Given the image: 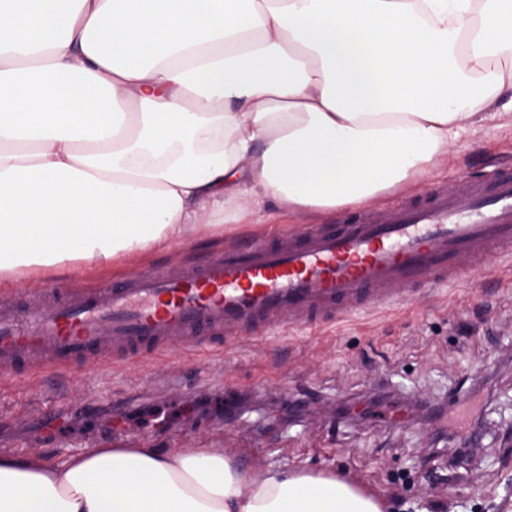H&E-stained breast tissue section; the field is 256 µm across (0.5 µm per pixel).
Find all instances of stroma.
<instances>
[{"instance_id":"35a3bbf8","label":"stroma","mask_w":512,"mask_h":512,"mask_svg":"<svg viewBox=\"0 0 512 512\" xmlns=\"http://www.w3.org/2000/svg\"><path fill=\"white\" fill-rule=\"evenodd\" d=\"M512 164V112L484 116L448 150L431 176L379 197L372 211L404 198L455 190L463 176ZM347 209L280 218L253 217L202 239L107 264L79 261L63 274L37 271L25 282L0 281V300L18 287H54L70 280L100 285L171 263L192 265L257 235L300 233L340 224ZM485 389L478 460L458 463L447 439L429 437L407 408L447 403L459 381ZM249 401L234 417L224 406L235 394ZM387 400L364 420L335 418L329 407L362 410L372 393ZM63 397L69 414L41 438L29 413L48 395ZM299 399L303 412L284 418L280 401ZM124 442L154 448H220L245 466L331 469L385 498L390 512H507L512 507V254L476 259L460 280L431 284L408 304L370 309L328 326L256 339L244 334L221 350L149 363L101 365L20 375L0 382V453L56 460L89 447Z\"/></svg>"}]
</instances>
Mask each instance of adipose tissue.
Returning <instances> with one entry per match:
<instances>
[{"label":"adipose tissue","instance_id":"adipose-tissue-1","mask_svg":"<svg viewBox=\"0 0 512 512\" xmlns=\"http://www.w3.org/2000/svg\"><path fill=\"white\" fill-rule=\"evenodd\" d=\"M512 92V0H0V278L361 206ZM512 111V99L504 100ZM0 512H383L220 448L0 454Z\"/></svg>","mask_w":512,"mask_h":512}]
</instances>
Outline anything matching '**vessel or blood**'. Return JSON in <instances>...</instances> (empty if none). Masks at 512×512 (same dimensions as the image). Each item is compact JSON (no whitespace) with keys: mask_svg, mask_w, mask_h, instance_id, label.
I'll return each mask as SVG.
<instances>
[{"mask_svg":"<svg viewBox=\"0 0 512 512\" xmlns=\"http://www.w3.org/2000/svg\"><path fill=\"white\" fill-rule=\"evenodd\" d=\"M512 250V166L457 191L230 247L94 288L59 285L0 302V373L150 362L220 350L225 338L290 331L405 301L461 278L471 258Z\"/></svg>","mask_w":512,"mask_h":512,"instance_id":"obj_1","label":"vessel or blood"}]
</instances>
